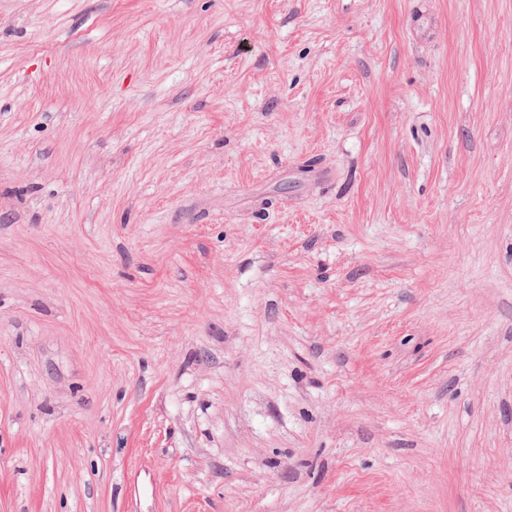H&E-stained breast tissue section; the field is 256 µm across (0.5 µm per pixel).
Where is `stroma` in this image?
Returning <instances> with one entry per match:
<instances>
[{
  "instance_id": "stroma-1",
  "label": "stroma",
  "mask_w": 512,
  "mask_h": 512,
  "mask_svg": "<svg viewBox=\"0 0 512 512\" xmlns=\"http://www.w3.org/2000/svg\"><path fill=\"white\" fill-rule=\"evenodd\" d=\"M0 512H512V0H0Z\"/></svg>"
}]
</instances>
